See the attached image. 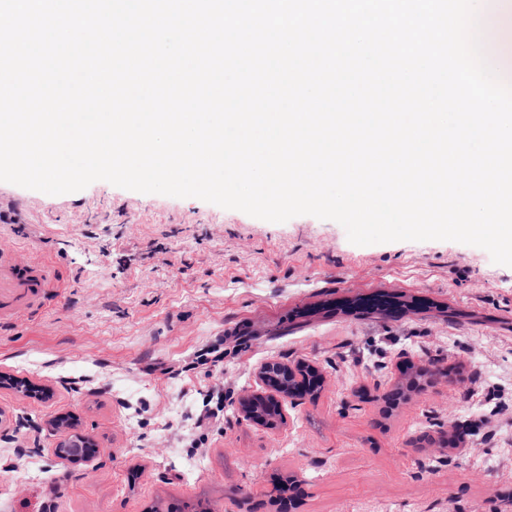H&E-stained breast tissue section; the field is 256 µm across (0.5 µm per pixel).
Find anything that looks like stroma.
Returning a JSON list of instances; mask_svg holds the SVG:
<instances>
[{
	"label": "stroma",
	"mask_w": 512,
	"mask_h": 512,
	"mask_svg": "<svg viewBox=\"0 0 512 512\" xmlns=\"http://www.w3.org/2000/svg\"><path fill=\"white\" fill-rule=\"evenodd\" d=\"M0 242L46 262L35 316L0 319V512H278L274 471L303 480L297 512H512V267L454 241L358 246L332 220L283 223L99 180L49 195L0 182ZM414 300L416 311H376ZM408 361L460 367L384 418ZM270 362L315 366L317 400L270 429L242 397ZM74 415L96 456L59 459L48 423ZM453 449H413L437 430ZM34 452L32 471L18 449Z\"/></svg>",
	"instance_id": "35a3bbf8"
}]
</instances>
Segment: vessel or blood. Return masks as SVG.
<instances>
[{"label":"vessel or blood","mask_w":512,"mask_h":512,"mask_svg":"<svg viewBox=\"0 0 512 512\" xmlns=\"http://www.w3.org/2000/svg\"><path fill=\"white\" fill-rule=\"evenodd\" d=\"M50 285L47 266L21 261L13 248L0 245V315L38 312Z\"/></svg>","instance_id":"obj_1"}]
</instances>
